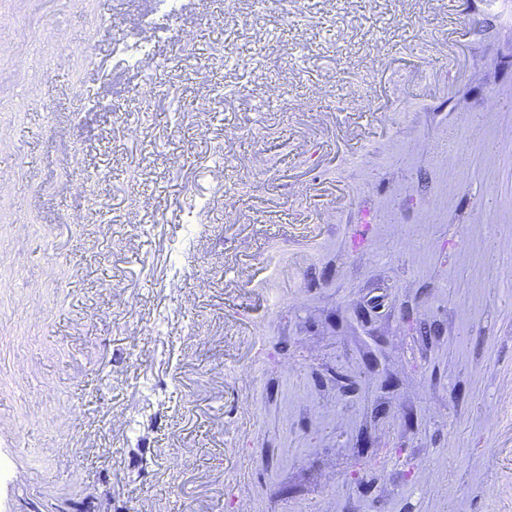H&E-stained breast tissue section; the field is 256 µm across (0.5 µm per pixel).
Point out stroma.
Returning <instances> with one entry per match:
<instances>
[{
	"mask_svg": "<svg viewBox=\"0 0 512 512\" xmlns=\"http://www.w3.org/2000/svg\"><path fill=\"white\" fill-rule=\"evenodd\" d=\"M462 8L452 60L446 0H0V512H237L243 480L251 512H512V224L465 221L512 0ZM144 18L149 68L118 50ZM392 79L413 101L358 166L302 140L325 110L379 127ZM316 173L321 209L288 190ZM246 269L273 312L233 308Z\"/></svg>",
	"mask_w": 512,
	"mask_h": 512,
	"instance_id": "stroma-1",
	"label": "stroma"
}]
</instances>
